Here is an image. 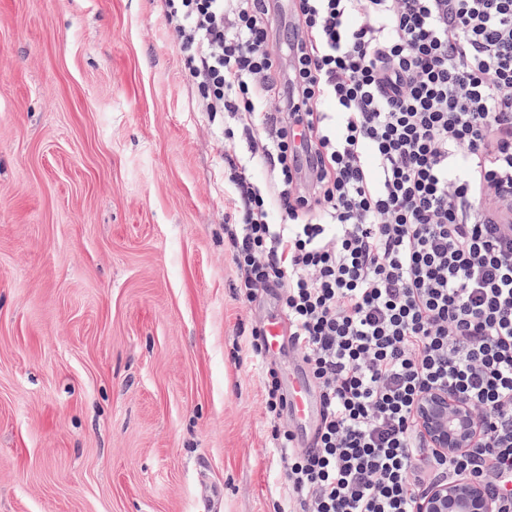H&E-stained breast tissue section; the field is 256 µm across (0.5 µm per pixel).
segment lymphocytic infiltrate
Listing matches in <instances>:
<instances>
[{
  "mask_svg": "<svg viewBox=\"0 0 512 512\" xmlns=\"http://www.w3.org/2000/svg\"><path fill=\"white\" fill-rule=\"evenodd\" d=\"M160 2L200 111L271 171L224 160L237 297L277 293L323 399L299 447L253 327L275 512H417L461 476L512 512V0H293L281 49L270 0ZM429 391L476 412L473 449L424 438Z\"/></svg>",
  "mask_w": 512,
  "mask_h": 512,
  "instance_id": "obj_1",
  "label": "lymphocytic infiltrate"
}]
</instances>
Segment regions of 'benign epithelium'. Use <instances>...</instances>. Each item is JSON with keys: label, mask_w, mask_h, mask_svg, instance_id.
Listing matches in <instances>:
<instances>
[{"label": "benign epithelium", "mask_w": 512, "mask_h": 512, "mask_svg": "<svg viewBox=\"0 0 512 512\" xmlns=\"http://www.w3.org/2000/svg\"><path fill=\"white\" fill-rule=\"evenodd\" d=\"M418 418L427 440L442 454L473 447L479 423L471 411L450 393L433 391L424 396ZM418 512H494L485 488L468 478H457L431 488Z\"/></svg>", "instance_id": "7a95c632"}]
</instances>
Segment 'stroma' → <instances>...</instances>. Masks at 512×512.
<instances>
[{
	"label": "stroma",
	"instance_id": "obj_1",
	"mask_svg": "<svg viewBox=\"0 0 512 512\" xmlns=\"http://www.w3.org/2000/svg\"><path fill=\"white\" fill-rule=\"evenodd\" d=\"M225 152L157 0H0V512H274Z\"/></svg>",
	"mask_w": 512,
	"mask_h": 512
}]
</instances>
